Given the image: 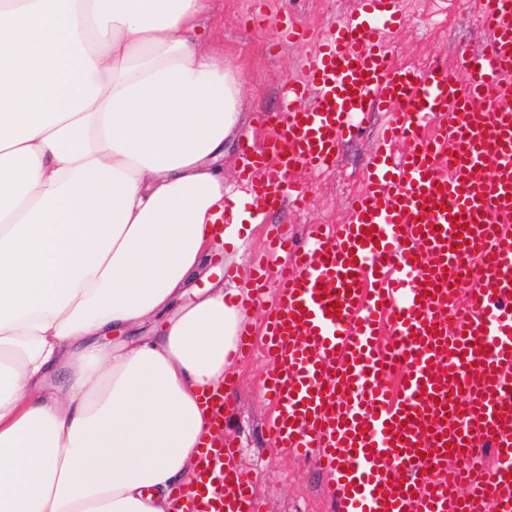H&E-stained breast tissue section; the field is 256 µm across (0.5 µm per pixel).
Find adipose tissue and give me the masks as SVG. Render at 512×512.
I'll use <instances>...</instances> for the list:
<instances>
[{
  "mask_svg": "<svg viewBox=\"0 0 512 512\" xmlns=\"http://www.w3.org/2000/svg\"><path fill=\"white\" fill-rule=\"evenodd\" d=\"M211 0H0V512H169L214 439L240 285L161 334L214 241L242 80L198 47ZM166 317H162L160 319L153 320L151 322H146L142 325L135 326L125 332L122 333H112L106 339L111 345H118L125 342H129L137 336H146L151 335L155 329L161 328L163 323L165 322Z\"/></svg>",
  "mask_w": 512,
  "mask_h": 512,
  "instance_id": "adipose-tissue-1",
  "label": "adipose tissue"
}]
</instances>
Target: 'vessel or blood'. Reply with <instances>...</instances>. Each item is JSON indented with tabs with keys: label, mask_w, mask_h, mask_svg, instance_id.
<instances>
[{
	"label": "vessel or blood",
	"mask_w": 512,
	"mask_h": 512,
	"mask_svg": "<svg viewBox=\"0 0 512 512\" xmlns=\"http://www.w3.org/2000/svg\"><path fill=\"white\" fill-rule=\"evenodd\" d=\"M480 6L493 37L461 82L393 64L401 0H355L285 80L275 137L242 144L258 224L306 196L293 174L328 168L359 119L391 114L347 221L313 226L280 270L265 331L268 434L336 476L342 512H512V0ZM270 264L248 271L252 303ZM171 497L262 512L230 440Z\"/></svg>",
	"instance_id": "b4317fda"
}]
</instances>
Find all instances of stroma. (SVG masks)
<instances>
[{"instance_id": "obj_1", "label": "stroma", "mask_w": 512, "mask_h": 512, "mask_svg": "<svg viewBox=\"0 0 512 512\" xmlns=\"http://www.w3.org/2000/svg\"><path fill=\"white\" fill-rule=\"evenodd\" d=\"M253 2L213 0L200 45L222 46L225 57L240 70L245 130L259 140L271 132L261 121V113L278 108L279 85L298 76L305 49L277 41L274 25L252 26ZM265 2L269 15L288 12L311 30L324 28L353 5V0ZM403 7L407 14L404 25L386 36L394 61L416 69L441 61L458 79H466L463 52L481 50L491 39L487 26L479 22V0H404ZM388 119V113H371L358 136L340 143L335 166L317 176L304 175L309 185L306 202L270 211L266 223L252 230L247 254L260 252L282 224L303 246L310 225L341 223L352 195L362 186L373 140ZM272 366V359L262 355L233 366L237 384L234 403L227 410L228 432L240 443L243 473L265 512H333L335 492L317 464L275 447L266 435V423L274 411L264 401L261 386Z\"/></svg>"}]
</instances>
